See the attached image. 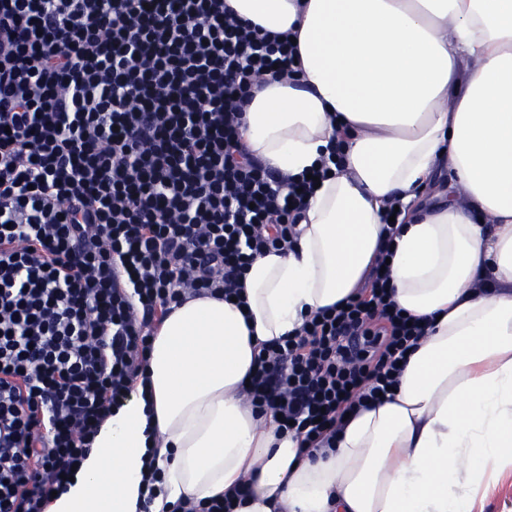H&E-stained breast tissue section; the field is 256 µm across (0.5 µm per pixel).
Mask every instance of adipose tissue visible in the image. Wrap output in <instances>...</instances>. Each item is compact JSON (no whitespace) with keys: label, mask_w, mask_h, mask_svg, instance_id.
Returning a JSON list of instances; mask_svg holds the SVG:
<instances>
[{"label":"adipose tissue","mask_w":512,"mask_h":512,"mask_svg":"<svg viewBox=\"0 0 512 512\" xmlns=\"http://www.w3.org/2000/svg\"><path fill=\"white\" fill-rule=\"evenodd\" d=\"M294 33L299 75L265 76L241 146L280 176L343 158L309 196L293 249L256 257L246 307L192 297L153 338L133 392L45 512H151L243 485L235 512H473L512 473V0H224ZM447 170L448 183L435 175ZM406 220L389 232L393 197ZM394 240L393 299L427 332L391 398L301 452L246 397L261 343L350 296Z\"/></svg>","instance_id":"obj_1"}]
</instances>
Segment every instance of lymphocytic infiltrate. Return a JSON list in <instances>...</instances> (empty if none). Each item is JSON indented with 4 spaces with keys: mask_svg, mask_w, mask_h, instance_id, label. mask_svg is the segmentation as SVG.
I'll use <instances>...</instances> for the list:
<instances>
[{
    "mask_svg": "<svg viewBox=\"0 0 512 512\" xmlns=\"http://www.w3.org/2000/svg\"><path fill=\"white\" fill-rule=\"evenodd\" d=\"M296 56L224 0H0V512L65 490L183 294L239 296L292 248L314 182L239 140L255 75ZM385 264L255 357V411L301 448L396 387L425 334Z\"/></svg>",
    "mask_w": 512,
    "mask_h": 512,
    "instance_id": "1",
    "label": "lymphocytic infiltrate"
}]
</instances>
